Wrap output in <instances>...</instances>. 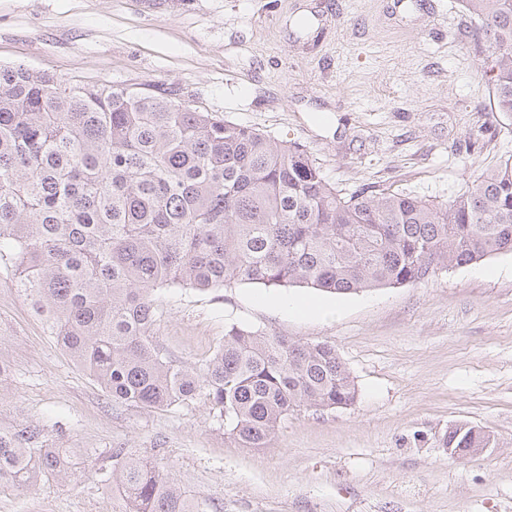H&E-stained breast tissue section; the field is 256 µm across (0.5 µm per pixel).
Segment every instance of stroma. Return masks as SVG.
I'll return each instance as SVG.
<instances>
[{
	"label": "stroma",
	"instance_id": "obj_1",
	"mask_svg": "<svg viewBox=\"0 0 512 512\" xmlns=\"http://www.w3.org/2000/svg\"><path fill=\"white\" fill-rule=\"evenodd\" d=\"M494 59L459 0H0V66L67 80L157 84L225 119L305 145L344 192L444 201L512 156V118L480 132ZM277 295L293 313L266 303ZM338 303L331 320L315 309ZM157 340L178 365L207 358L234 322L330 342L354 404L301 410L265 447H239L204 400L112 402L50 336L0 262V423L64 447L157 459L218 512H512V254L427 282L331 296L242 283L162 292ZM489 432L475 457L437 447L450 427ZM0 512H124L110 485L41 481Z\"/></svg>",
	"mask_w": 512,
	"mask_h": 512
}]
</instances>
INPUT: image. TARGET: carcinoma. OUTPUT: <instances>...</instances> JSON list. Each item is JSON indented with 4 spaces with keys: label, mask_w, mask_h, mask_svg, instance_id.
<instances>
[{
    "label": "carcinoma",
    "mask_w": 512,
    "mask_h": 512,
    "mask_svg": "<svg viewBox=\"0 0 512 512\" xmlns=\"http://www.w3.org/2000/svg\"><path fill=\"white\" fill-rule=\"evenodd\" d=\"M494 57L489 115L512 117V0H460ZM512 254V158L434 203L332 185L303 145L278 142L165 89L71 82L0 66V260L49 333L116 404L204 399L243 448H262L301 408L352 405L329 342L235 323L198 366L159 348L157 293L238 283L330 294L419 284L442 269ZM42 430L0 425V490L41 478L112 484L126 512H212L158 462L112 449L43 448ZM494 437L455 426L464 455Z\"/></svg>",
    "instance_id": "obj_1"
}]
</instances>
